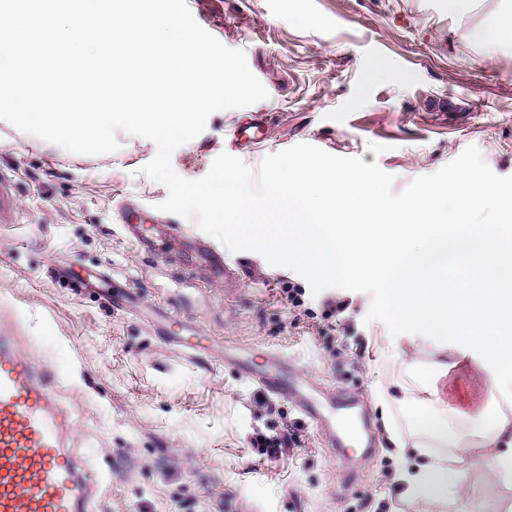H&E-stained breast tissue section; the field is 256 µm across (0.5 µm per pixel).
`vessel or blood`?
<instances>
[{"instance_id": "vessel-or-blood-1", "label": "vessel or blood", "mask_w": 512, "mask_h": 512, "mask_svg": "<svg viewBox=\"0 0 512 512\" xmlns=\"http://www.w3.org/2000/svg\"><path fill=\"white\" fill-rule=\"evenodd\" d=\"M267 136L262 121L235 129V145L258 146ZM126 227L148 252L161 253L165 241L140 225L134 208L122 213ZM181 263L201 269L214 280L227 274L224 257L199 244H187L178 254ZM51 369L36 364L0 335V512H96L97 490L85 478L87 465L62 443L64 415L50 381ZM256 379L267 391L282 397L297 394L296 377L269 370ZM301 409L317 430L335 434L332 419L336 402L305 398Z\"/></svg>"}]
</instances>
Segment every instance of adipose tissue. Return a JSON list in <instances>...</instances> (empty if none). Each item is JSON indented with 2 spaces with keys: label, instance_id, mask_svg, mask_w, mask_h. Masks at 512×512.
I'll return each instance as SVG.
<instances>
[{
  "label": "adipose tissue",
  "instance_id": "1",
  "mask_svg": "<svg viewBox=\"0 0 512 512\" xmlns=\"http://www.w3.org/2000/svg\"><path fill=\"white\" fill-rule=\"evenodd\" d=\"M370 173L344 176L324 211L313 217L304 201L321 188L318 170L301 165L281 174L258 209L239 198V178L221 175L190 194L249 242L294 254L314 273L379 274L394 266L388 300L405 324L464 338L467 353L487 355L482 365L487 400L476 436L447 412L418 418L426 432L418 461L400 473L404 500L444 501L460 496L469 471L478 469L512 485V417L499 408L512 393V243L497 226L471 224L488 196L481 171L449 181L451 208L442 225L427 223L429 202L411 200L395 211L370 197ZM448 449V457L437 449Z\"/></svg>",
  "mask_w": 512,
  "mask_h": 512
}]
</instances>
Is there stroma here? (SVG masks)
Listing matches in <instances>:
<instances>
[{
  "label": "stroma",
  "mask_w": 512,
  "mask_h": 512,
  "mask_svg": "<svg viewBox=\"0 0 512 512\" xmlns=\"http://www.w3.org/2000/svg\"><path fill=\"white\" fill-rule=\"evenodd\" d=\"M227 47L243 50L269 96L210 116L172 154L173 170L202 178L231 149L236 124L255 118L268 140L239 157L257 168L299 143L377 163L394 191L477 146L497 175L512 176V42L481 36L512 0H186ZM113 153L80 155L0 120V332L15 336L70 413L67 448L86 456L102 512H506L512 486L467 475L463 496L399 500L401 459L422 443L420 413L457 409L478 424L476 365L433 372L436 344L390 337L367 322L371 297L331 288L288 305L283 288H306L290 269L255 252L225 253L231 275L206 280L166 255L144 251L123 228L138 209L146 227L173 224L183 239L220 249L178 215L159 211L167 190L143 174L157 148L118 133ZM388 143L374 154L369 146ZM94 274L127 290L116 308L85 288ZM340 301L339 320L325 304ZM177 311L179 333L207 342L186 360L154 314ZM282 367L317 399L358 401L342 448H326L299 400L262 389L253 375ZM294 429L297 445L272 458L261 440Z\"/></svg>",
  "instance_id": "35a3bbf8"
}]
</instances>
